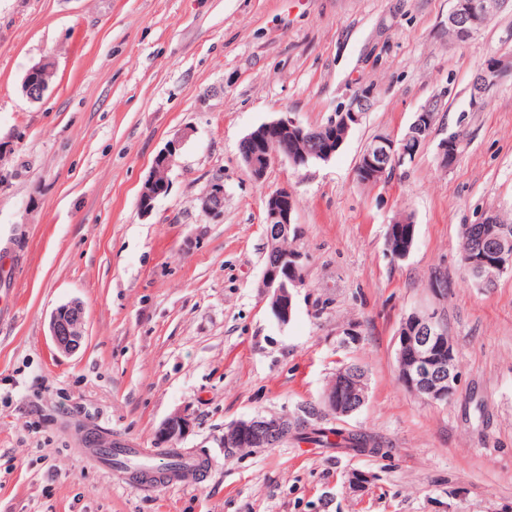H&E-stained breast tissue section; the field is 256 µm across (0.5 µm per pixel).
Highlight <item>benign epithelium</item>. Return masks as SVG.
<instances>
[{
  "label": "benign epithelium",
  "mask_w": 512,
  "mask_h": 512,
  "mask_svg": "<svg viewBox=\"0 0 512 512\" xmlns=\"http://www.w3.org/2000/svg\"><path fill=\"white\" fill-rule=\"evenodd\" d=\"M508 3L509 0H453L448 12V26L460 37L470 40L481 31L487 14L501 11ZM506 67L505 61L493 59L475 75L470 85L473 105L483 103ZM55 75V64L49 59L34 65L22 82L23 94L32 102L41 100ZM366 109L367 97L361 95L354 99L351 107L336 113L321 126L305 127L287 114L265 122L240 141L241 162L254 179L262 180L272 163L278 160L305 165L312 161H327L336 153L334 146L344 142ZM434 121L435 112L426 106L416 113L401 138L379 135L372 139L355 166V179L370 183L374 176L393 173L413 161ZM459 146V140L451 136L440 142L438 162L441 167L446 169L453 165ZM178 147V143L172 142L154 157L150 175L139 194L142 216H150L154 201L169 191V173L175 164ZM200 201L204 212L221 213L224 185L213 184ZM293 211L294 193L286 187L273 191L265 201L263 223L267 256L261 288L264 298L269 300L271 314L283 325L292 318L295 296L307 287L302 254L295 249L288 252L281 249L282 239L300 235V227L292 223ZM393 223L395 226L389 227L388 239L398 236L400 247L392 255L404 259L412 249L415 226L399 217ZM476 227L482 229V243L489 247L482 246L469 255L463 261L465 270L480 277L511 270L512 241L505 239L496 215H481ZM49 329L59 351L66 354L78 351L85 339L83 303L73 299L59 305L51 313ZM397 371L401 383L424 401H443L453 394L459 381L458 364L454 347L435 313L416 310L403 319L398 331ZM362 374L361 366L356 364L341 368L336 386L325 391L318 410L332 418H345L357 412L367 399V390L359 389L356 384ZM188 427L189 419L183 414H175L163 423L159 437L169 442L177 440ZM292 428L293 420L283 415H257L239 420L224 428V447L240 448L258 439L268 447H276L288 440Z\"/></svg>",
  "instance_id": "benign-epithelium-1"
}]
</instances>
